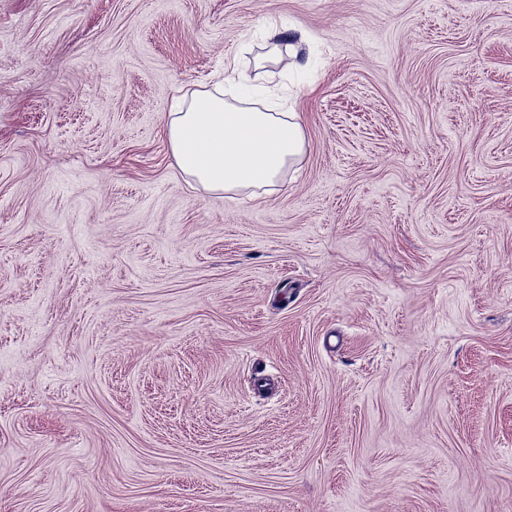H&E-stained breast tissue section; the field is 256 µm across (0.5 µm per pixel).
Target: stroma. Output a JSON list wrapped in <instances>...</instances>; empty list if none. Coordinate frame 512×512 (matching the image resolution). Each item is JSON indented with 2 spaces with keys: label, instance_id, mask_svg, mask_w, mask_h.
Wrapping results in <instances>:
<instances>
[{
  "label": "stroma",
  "instance_id": "obj_1",
  "mask_svg": "<svg viewBox=\"0 0 512 512\" xmlns=\"http://www.w3.org/2000/svg\"><path fill=\"white\" fill-rule=\"evenodd\" d=\"M232 59L306 147L218 199ZM0 512H512V0H0ZM230 103L218 89L177 101L166 120L167 139L179 171L197 186L224 192H268L282 171L304 152L300 112H278Z\"/></svg>",
  "mask_w": 512,
  "mask_h": 512
}]
</instances>
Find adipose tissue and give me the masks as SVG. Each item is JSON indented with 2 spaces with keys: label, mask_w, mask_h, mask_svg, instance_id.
Returning a JSON list of instances; mask_svg holds the SVG:
<instances>
[{
  "label": "adipose tissue",
  "mask_w": 512,
  "mask_h": 512,
  "mask_svg": "<svg viewBox=\"0 0 512 512\" xmlns=\"http://www.w3.org/2000/svg\"><path fill=\"white\" fill-rule=\"evenodd\" d=\"M224 91L205 90L177 101L166 120L179 171L206 191H255L275 186L304 152L301 115L278 101L263 109L230 103Z\"/></svg>",
  "instance_id": "obj_1"
}]
</instances>
